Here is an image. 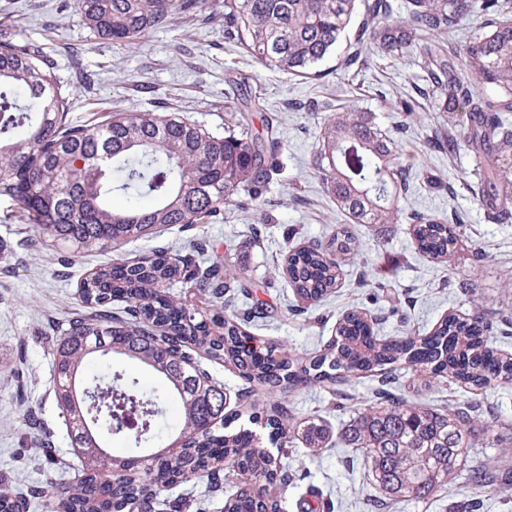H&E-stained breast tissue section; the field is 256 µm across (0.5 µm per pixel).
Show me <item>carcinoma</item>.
Instances as JSON below:
<instances>
[{
    "label": "carcinoma",
    "instance_id": "obj_1",
    "mask_svg": "<svg viewBox=\"0 0 512 512\" xmlns=\"http://www.w3.org/2000/svg\"><path fill=\"white\" fill-rule=\"evenodd\" d=\"M82 22L95 40L114 44L138 39L178 19H195L205 0H76ZM366 20L357 28L355 49L343 66L370 54H415L432 77L431 93L448 113V149L470 152L476 168L474 201L486 213L512 218V0H484L485 31L460 51L444 36L467 24L472 0H406L393 17L391 0H363ZM357 12V0H224V42L262 65L293 76L313 77L332 55ZM230 109L240 119L219 137L171 113L125 112L102 121L69 120L70 92L53 64L19 35H0V200L19 206L23 220L47 234L54 246L81 254L111 243L138 240L165 224H203L241 193V204L259 205L261 188L277 169L273 118L265 133L246 114L262 112L261 98L246 78L232 80ZM394 139L376 115L338 104L321 127L324 185L356 224H399L400 196L414 177L400 162ZM119 195L126 209H112ZM417 249L451 258L461 225L415 213L410 225ZM355 242L338 230L324 246L288 251L282 271L297 296L314 302L336 288L339 259ZM182 282L224 299L228 288L250 296L248 276L219 265L156 250L136 260L100 266L82 281V301L92 316L68 323L53 349L54 396L69 424V440L85 459L78 494L56 496L51 512H129L148 509L165 489L191 477L219 486L228 471L242 477L224 501V512H282L265 486H288L268 444L281 448L299 438L321 448L329 431L319 420L289 427L283 402L257 408L264 389L283 385L330 387L351 376L375 375L387 384L399 365L428 372L481 392L512 384V358H501L485 342L490 322L479 314L445 317L426 336H377L373 319L353 311L338 323L324 352L293 360L279 347L241 329L231 300L224 315L206 318L169 296ZM129 304L130 319L108 314L115 300ZM232 365L245 382L243 409L226 410L224 387L209 379L192 352ZM115 355L143 364L159 384L147 392L139 380L118 373L101 398L84 385L86 364ZM174 396L188 426L175 432L158 420V400ZM380 403L355 413L342 433L363 451L381 504L425 501L444 488L476 438L494 436L476 425L479 405L448 410L410 405L388 392ZM239 426L231 427L233 422ZM134 433L128 455L112 457V472L92 466L107 454L102 430ZM152 452L143 454L140 448Z\"/></svg>",
    "mask_w": 512,
    "mask_h": 512
}]
</instances>
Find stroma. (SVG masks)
<instances>
[{"label":"stroma","mask_w":512,"mask_h":512,"mask_svg":"<svg viewBox=\"0 0 512 512\" xmlns=\"http://www.w3.org/2000/svg\"><path fill=\"white\" fill-rule=\"evenodd\" d=\"M207 2V20L155 29L119 45L90 38L74 0H0V22L40 45L58 81L72 93V121L116 111L173 112L220 135L233 96L228 80L244 74L264 100L265 114L278 120L281 137L280 171L263 192L262 210L233 203L209 223L161 226L150 238L68 262L62 250L21 221L14 203L0 201V475L5 478L0 487L20 497L24 512H48L52 496L78 486V456L52 391L51 350L67 321L85 309L81 280L106 263L163 248L183 254L198 249L220 265L245 269L258 297L275 309L271 318L253 319L247 306L239 305L248 331L287 344L301 358L322 353L338 320L353 309L375 317L379 335L390 338L426 335L445 316L480 311L492 324L490 347L512 357V303L503 302L512 290V219L490 223L475 204L460 180L473 167L467 151L430 147V140L447 135L448 119L436 110L417 58L376 53L354 67L345 84H336L331 74L354 41L349 34L320 64V76H289L225 44L224 0ZM403 97L413 101L421 124H404L402 113L393 110ZM339 99L374 111L392 127L400 158L416 175L399 202L404 216L459 217L462 242L451 264L415 250L405 223L355 224L337 210L316 160L321 116L305 106ZM429 176L441 181L442 189H429L424 183ZM340 228L353 232L359 253L343 263L338 288L325 302L312 307L298 302L281 276L288 249L326 241ZM378 386V378L354 377L334 392L300 386L286 390L285 397L297 416L325 420L337 432L356 409L374 403ZM394 387L407 402L440 410L479 398L480 421L493 426L495 439L477 442L460 475L434 498L393 504L386 512H512V385L477 397L446 379L404 372ZM278 460L293 477L288 488H273L285 512H296L297 499L312 493L325 512H373L370 503L380 492L359 449L335 439L316 451L299 445L285 449ZM474 469L491 473L493 484L473 485L468 475ZM32 489L40 490V498L29 497ZM233 491L229 481L216 490L193 480L170 491L155 512H224Z\"/></svg>","instance_id":"stroma-1"}]
</instances>
